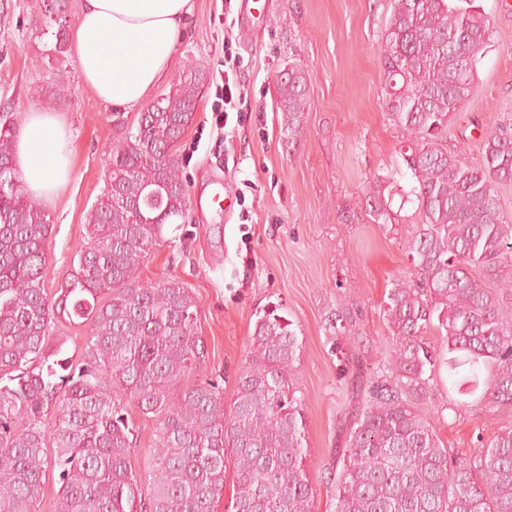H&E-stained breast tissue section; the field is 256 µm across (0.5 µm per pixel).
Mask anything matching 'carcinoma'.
<instances>
[{
  "instance_id": "carcinoma-1",
  "label": "carcinoma",
  "mask_w": 512,
  "mask_h": 512,
  "mask_svg": "<svg viewBox=\"0 0 512 512\" xmlns=\"http://www.w3.org/2000/svg\"><path fill=\"white\" fill-rule=\"evenodd\" d=\"M475 0H394L381 51L383 105L406 133L400 150L414 180L421 223L414 267L383 299L386 355L352 410L332 483L335 512H512V428L478 438L476 454L451 457L418 397L441 367L460 399L512 414V221L495 186L512 182V125L483 139L466 166L440 143L460 115L490 42L493 19ZM53 51L68 50L65 24L47 25ZM205 70L185 61L160 109L146 105L104 159L105 186L88 212L86 245L58 287L45 285L50 215L15 168V127L0 115V512H39L49 462L60 468L56 512H316L298 385L302 342L276 310L257 314L250 359L230 415L224 392L199 371L205 344L198 301L178 279L143 283L140 268L187 218L179 165L163 158L193 121ZM288 138L310 108L305 70L278 83ZM378 176L365 201L388 214ZM88 325L79 358L61 355L52 325ZM441 334L440 348L424 341ZM154 421L148 468L136 470L138 427L127 403Z\"/></svg>"
}]
</instances>
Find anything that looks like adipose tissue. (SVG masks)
I'll return each instance as SVG.
<instances>
[{"mask_svg": "<svg viewBox=\"0 0 512 512\" xmlns=\"http://www.w3.org/2000/svg\"><path fill=\"white\" fill-rule=\"evenodd\" d=\"M191 0H84L75 54L80 79L105 103L137 107L169 70ZM20 179L44 201L71 171L69 134L59 116L36 109L15 144Z\"/></svg>", "mask_w": 512, "mask_h": 512, "instance_id": "adipose-tissue-1", "label": "adipose tissue"}]
</instances>
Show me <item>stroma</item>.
<instances>
[{
    "instance_id": "1",
    "label": "stroma",
    "mask_w": 512,
    "mask_h": 512,
    "mask_svg": "<svg viewBox=\"0 0 512 512\" xmlns=\"http://www.w3.org/2000/svg\"><path fill=\"white\" fill-rule=\"evenodd\" d=\"M254 20L238 23L237 0H192L167 76L169 91L186 59L199 61L206 83L194 120L176 153L189 190L186 222L168 234L141 268L142 280L179 279L198 301L197 332L205 342L203 373L219 378L232 408L236 378L252 348L257 311L280 305L302 342L299 388L305 400L308 473L318 512H334L329 482L342 452L346 414L381 367L386 326L382 302L393 279L413 270L408 239L421 220L408 178L398 179L389 218L365 207L375 175L397 169L403 133L381 100L379 64L392 0H250ZM493 19L471 98L443 146L477 165L486 131L512 124V0H476ZM46 0H0V113L22 123L46 109L65 123L71 174L45 206L53 224L46 286L57 288L85 239L86 215L104 187V158L120 130L112 105L78 76L74 51L51 55V35L35 21ZM237 59L235 107L224 128L214 113L224 57ZM303 65L310 88L305 132L290 144L277 105V77ZM64 96H56L57 84ZM229 185L231 212L209 206L216 185ZM343 317L341 336L328 332ZM423 405L456 457H471L478 437L512 427V415L469 402L451 410L448 372L434 374Z\"/></svg>"
}]
</instances>
